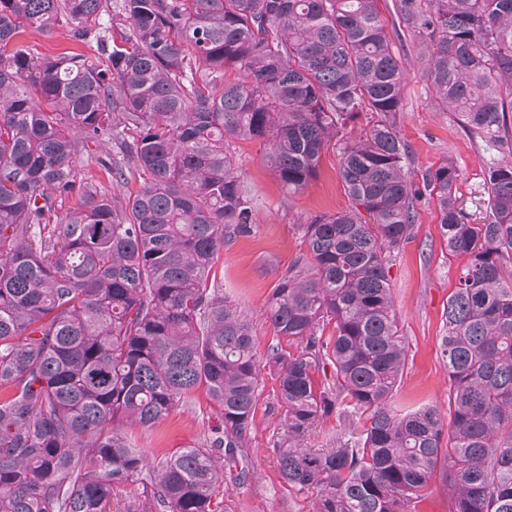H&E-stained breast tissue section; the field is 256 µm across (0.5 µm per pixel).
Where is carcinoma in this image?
<instances>
[{"label": "carcinoma", "instance_id": "cac0c4a2", "mask_svg": "<svg viewBox=\"0 0 512 512\" xmlns=\"http://www.w3.org/2000/svg\"><path fill=\"white\" fill-rule=\"evenodd\" d=\"M395 9L429 47L438 104L495 151L483 224L459 207L453 160L421 190L410 179L405 73L376 0H0V512H112V489L134 483L140 512H230L224 466L250 481L238 455L263 364L286 408L274 452L288 487L316 492L312 512H421L436 475L448 512H512V0ZM61 20L98 53L42 54L28 33ZM363 112L341 148L351 208L301 225L306 253L268 300L296 350L262 362L213 273L256 224L235 141L260 142L296 194ZM84 161L141 187L83 182ZM424 190L462 260L440 342L446 417L395 400L408 348L389 258L413 238ZM198 388L221 408L214 436L147 471L121 428L159 423ZM350 409L366 416L354 444L301 447L318 418Z\"/></svg>", "mask_w": 512, "mask_h": 512}]
</instances>
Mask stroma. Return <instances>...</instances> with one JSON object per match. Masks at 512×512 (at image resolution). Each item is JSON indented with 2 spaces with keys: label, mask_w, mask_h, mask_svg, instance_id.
<instances>
[{
  "label": "stroma",
  "mask_w": 512,
  "mask_h": 512,
  "mask_svg": "<svg viewBox=\"0 0 512 512\" xmlns=\"http://www.w3.org/2000/svg\"><path fill=\"white\" fill-rule=\"evenodd\" d=\"M394 2L377 0V8L404 67L398 132L411 152V169L419 177L442 159L452 158L460 170V202L472 223H482L488 154L472 142L451 113L435 104L432 86L425 77L426 45L399 27ZM235 152L241 179L255 195L256 229L251 236L225 246L216 284L251 320L257 351L263 357L270 348L285 345L266 319V302L288 267L306 251L302 225L318 215L348 209L350 199L340 176L337 148L325 150L316 178L297 195L288 194L263 162L258 142L236 141ZM438 224L433 198L422 197L417 203L414 237L391 262L396 314L409 349L398 399L409 409L423 404L443 410L448 407V370L439 344L445 334L442 313L456 286L460 261L449 257L444 249ZM277 394L275 372L264 370L261 396L243 450L252 479L244 486L229 477L224 480V497L232 512H311L313 494L289 488L281 475L275 449L286 442L288 430ZM219 422V407L200 389L155 426L132 428L127 435L153 462L210 436ZM363 425L360 416L346 423L333 415L324 417L311 427L303 445L314 450L331 448L336 442L359 437Z\"/></svg>",
  "instance_id": "obj_1"
}]
</instances>
